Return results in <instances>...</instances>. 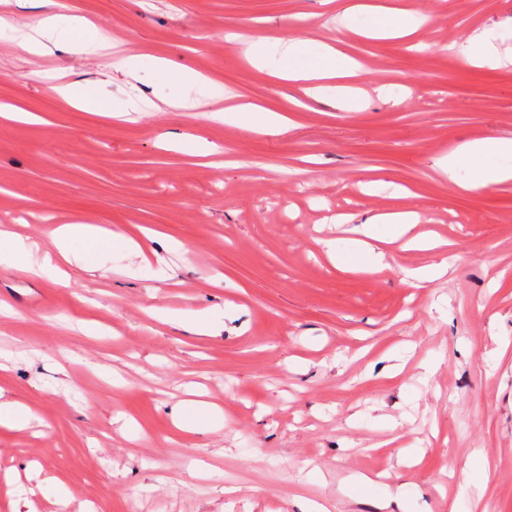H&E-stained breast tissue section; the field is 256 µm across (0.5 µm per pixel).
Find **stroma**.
Masks as SVG:
<instances>
[{
    "label": "stroma",
    "instance_id": "35a3bbf8",
    "mask_svg": "<svg viewBox=\"0 0 512 512\" xmlns=\"http://www.w3.org/2000/svg\"><path fill=\"white\" fill-rule=\"evenodd\" d=\"M109 31L111 56L81 52L86 32L44 54L19 46L53 12L46 0L0 5V106L41 116L0 118V227L50 246L49 230L83 221L188 250L171 277L157 261L106 258L107 273L66 268L59 284L0 264V393L37 421L0 427V512H446L482 451L484 493L458 512H512V183L478 194L437 161L476 139L512 136V65H463L457 49L512 19V0H368L422 12L402 40L369 39L340 22L355 0H61ZM294 36L359 60L362 104L305 95L245 56L236 35ZM133 58L138 77L112 67ZM167 76H159L155 60ZM193 71L238 102L290 116L284 135L212 118L222 100L202 86L193 110L153 105ZM77 84L85 108L62 100ZM386 87L389 98L377 96ZM142 102L128 119L118 101ZM200 137L198 156L166 148ZM374 191H366L367 183ZM417 210L434 251L387 243L380 275L333 265L320 239L356 221ZM447 259L415 288L404 272ZM233 303L217 336L151 317L149 307ZM96 326L93 334L77 323ZM224 411L222 429L178 430L188 388ZM140 430L120 432L124 418ZM209 471L196 476V462ZM452 474H443V467ZM61 477L67 504L36 491L30 468ZM379 484L357 494L355 479Z\"/></svg>",
    "mask_w": 512,
    "mask_h": 512
}]
</instances>
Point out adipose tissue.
Segmentation results:
<instances>
[{"label": "adipose tissue", "instance_id": "ef3b65f1", "mask_svg": "<svg viewBox=\"0 0 512 512\" xmlns=\"http://www.w3.org/2000/svg\"><path fill=\"white\" fill-rule=\"evenodd\" d=\"M344 15L351 25L373 38L404 36L423 22L422 17L398 9L380 12L349 7ZM87 25L82 17L59 12L41 20L33 32L24 34L20 45L27 51L44 53L55 34ZM250 55L256 64L270 68L272 74L306 83L307 94L327 99L334 105L355 106L362 98L359 89L345 83L346 77L355 75L357 64L342 59L330 46H323L320 55L313 57L308 52L307 41L296 37L272 40L260 36L253 41ZM236 120L245 131L267 135H282L294 127L289 117L251 104L244 106ZM508 156L512 157V137H491L464 144L440 159L437 166L443 175L452 178L462 162H471L473 170L463 188L471 193L480 192L492 185L512 182V165L503 163ZM418 221L419 215L414 211L376 215L351 227L347 252H340L333 240L324 241L323 248L333 263L352 271L377 274L389 268L385 252L376 246L380 239L392 242L402 238L408 247L433 249L432 241L416 233ZM51 236L54 250L43 253L37 243L0 229V264L20 262L34 276L61 283L67 277L64 264L75 262L85 270L98 271L103 267L104 253L116 250L129 256L143 254L140 243L120 228L105 229L74 222L59 226ZM177 426L189 433L218 430L224 426V413L201 400L183 401L178 408Z\"/></svg>", "mask_w": 512, "mask_h": 512}]
</instances>
